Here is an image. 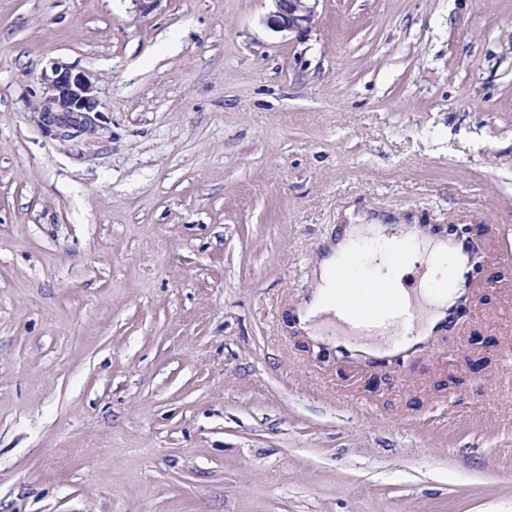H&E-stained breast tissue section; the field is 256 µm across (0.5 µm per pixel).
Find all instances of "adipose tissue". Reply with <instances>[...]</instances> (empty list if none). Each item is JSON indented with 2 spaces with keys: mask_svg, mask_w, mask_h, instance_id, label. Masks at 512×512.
Listing matches in <instances>:
<instances>
[{
  "mask_svg": "<svg viewBox=\"0 0 512 512\" xmlns=\"http://www.w3.org/2000/svg\"><path fill=\"white\" fill-rule=\"evenodd\" d=\"M385 230L382 224H345L335 241L329 242L326 252L317 261L316 289L297 315L299 327L308 335L314 336L332 327L339 306L337 274L340 270L350 269L361 244L372 241L382 244L381 249L371 255L372 282L382 281L398 288L407 273L422 268L421 287L430 306L428 317L432 320L441 317L448 282V262L452 259L461 263L466 260L461 245L431 236L415 224L403 225L398 234L390 237L386 236ZM399 245L411 252L410 264L400 266L395 263L393 256Z\"/></svg>",
  "mask_w": 512,
  "mask_h": 512,
  "instance_id": "1",
  "label": "adipose tissue"
}]
</instances>
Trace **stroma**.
<instances>
[{
    "mask_svg": "<svg viewBox=\"0 0 512 512\" xmlns=\"http://www.w3.org/2000/svg\"><path fill=\"white\" fill-rule=\"evenodd\" d=\"M270 8L0 0V512H512V0ZM353 215L477 254L390 370L294 322ZM272 10L266 25L277 33H295L301 36L314 25L320 0H269ZM44 81L42 112L47 130L55 128L68 137L92 135L101 102L90 76L57 66Z\"/></svg>",
    "mask_w": 512,
    "mask_h": 512,
    "instance_id": "1",
    "label": "stroma"
}]
</instances>
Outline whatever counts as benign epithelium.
Returning a JSON list of instances; mask_svg holds the SVG:
<instances>
[{
  "label": "benign epithelium",
  "instance_id": "benign-epithelium-1",
  "mask_svg": "<svg viewBox=\"0 0 512 512\" xmlns=\"http://www.w3.org/2000/svg\"><path fill=\"white\" fill-rule=\"evenodd\" d=\"M272 10L266 25L277 33H307L317 17L320 0H271ZM101 102L90 76L70 67L57 66L45 78L42 112L47 130L57 129L62 135H91L97 127Z\"/></svg>",
  "mask_w": 512,
  "mask_h": 512
}]
</instances>
